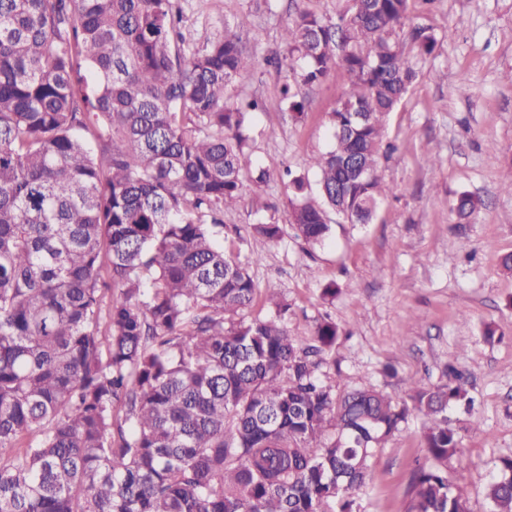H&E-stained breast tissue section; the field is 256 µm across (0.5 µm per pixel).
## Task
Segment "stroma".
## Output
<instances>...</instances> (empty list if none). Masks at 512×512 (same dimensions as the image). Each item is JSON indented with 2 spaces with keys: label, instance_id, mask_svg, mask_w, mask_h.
Masks as SVG:
<instances>
[{
  "label": "stroma",
  "instance_id": "stroma-1",
  "mask_svg": "<svg viewBox=\"0 0 512 512\" xmlns=\"http://www.w3.org/2000/svg\"><path fill=\"white\" fill-rule=\"evenodd\" d=\"M199 37H220L252 10L241 37L255 70L228 92L229 102L256 97L267 109L247 114L249 167L272 176L263 191L246 193L224 212L220 241L247 263L259 288H281L291 305L288 330L299 344L331 318L340 330L334 361L325 368L352 387H375L405 400L406 382L444 383L452 363L470 376L480 425L466 428L462 456L448 478L471 512H489L484 489L500 458L512 456V275L500 267L512 252V0H435L412 5L407 27L431 28L436 50L414 59L417 77L383 137L380 174L394 194L367 224L333 225L311 246L289 227L284 168L303 171L331 145L330 114L349 83L343 66L305 94L302 118L280 102L285 80L267 65L282 51L281 32L298 10L336 17L343 0H176ZM478 197L470 223H458L459 193ZM282 224L275 244L253 237L257 218ZM261 253L252 263L253 253ZM340 288L323 296L328 284ZM493 337H486V329ZM422 419L410 415L371 461L357 496L359 512H405L413 472L428 465Z\"/></svg>",
  "mask_w": 512,
  "mask_h": 512
}]
</instances>
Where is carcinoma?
I'll return each instance as SVG.
<instances>
[{"instance_id": "obj_1", "label": "carcinoma", "mask_w": 512, "mask_h": 512, "mask_svg": "<svg viewBox=\"0 0 512 512\" xmlns=\"http://www.w3.org/2000/svg\"><path fill=\"white\" fill-rule=\"evenodd\" d=\"M410 2L300 11L269 58L292 72L281 103L298 116L304 89L338 64L349 75L339 134L307 162L317 185L289 181L308 244L333 214L370 223L392 192L383 121L437 43L402 36ZM251 23L243 12L188 53L175 0H0V512H355L375 449L405 421L386 394L322 376L334 322L298 345L273 285L271 314L247 317L259 288L216 241L224 209L271 176L244 164L245 113L265 104L226 98L255 68L236 33ZM479 204L461 193L454 211ZM447 376L408 383L430 465L406 512H469L448 479L462 447L449 413L473 414L474 398L465 372ZM486 498L512 512V457Z\"/></svg>"}]
</instances>
